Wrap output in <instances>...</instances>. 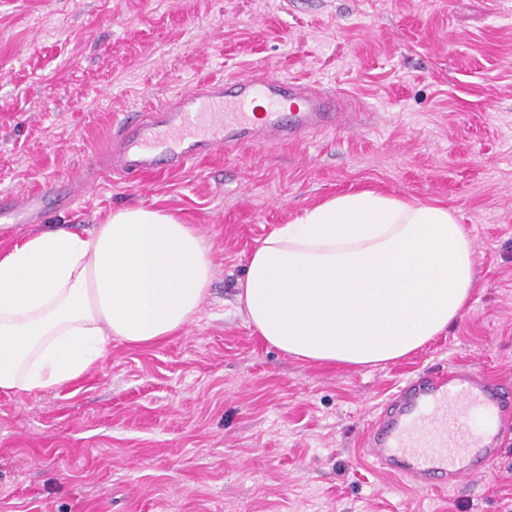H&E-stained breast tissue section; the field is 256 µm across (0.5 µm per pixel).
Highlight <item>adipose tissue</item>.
Instances as JSON below:
<instances>
[{"label": "adipose tissue", "instance_id": "ef3b65f1", "mask_svg": "<svg viewBox=\"0 0 512 512\" xmlns=\"http://www.w3.org/2000/svg\"><path fill=\"white\" fill-rule=\"evenodd\" d=\"M212 276L204 237L163 209L26 236L0 252V393L55 391L96 368L112 340L141 347L181 333ZM478 283L472 240L448 206L362 190L273 229L238 300L295 359L364 366L422 348Z\"/></svg>", "mask_w": 512, "mask_h": 512}]
</instances>
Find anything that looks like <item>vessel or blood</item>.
<instances>
[{
  "label": "vessel or blood",
  "mask_w": 512,
  "mask_h": 512,
  "mask_svg": "<svg viewBox=\"0 0 512 512\" xmlns=\"http://www.w3.org/2000/svg\"><path fill=\"white\" fill-rule=\"evenodd\" d=\"M344 96L277 74L206 81L175 103L127 113L114 136L112 172L164 174L187 161L259 144H282L344 127ZM75 193L49 184L24 197L0 198V221L30 223L49 204L64 207ZM512 420V396L485 373L453 366L408 381L363 431L373 465L423 488L455 487L484 472L497 457L503 426Z\"/></svg>",
  "instance_id": "obj_1"
}]
</instances>
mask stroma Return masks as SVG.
<instances>
[{
  "instance_id": "1",
  "label": "stroma",
  "mask_w": 512,
  "mask_h": 512,
  "mask_svg": "<svg viewBox=\"0 0 512 512\" xmlns=\"http://www.w3.org/2000/svg\"><path fill=\"white\" fill-rule=\"evenodd\" d=\"M257 70L347 94L358 125L107 176L73 206L0 223L3 251L159 207L213 263L181 334L113 342L54 393H0V512H512L511 425L494 465L447 491L372 468L360 446L414 375L469 365L512 386V0H0V194L66 185L125 113ZM362 189L454 208L481 286L397 361L299 362L238 310V283L274 227Z\"/></svg>"
}]
</instances>
